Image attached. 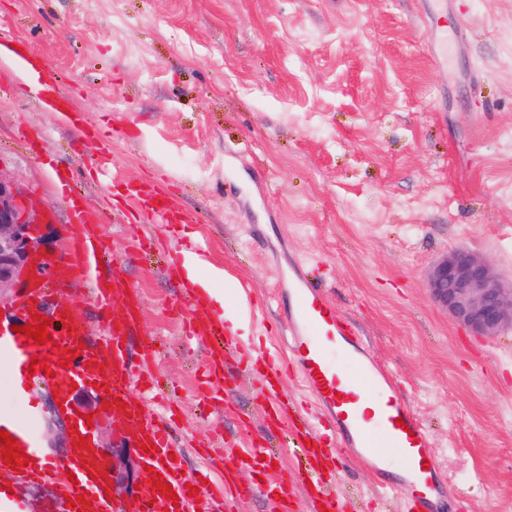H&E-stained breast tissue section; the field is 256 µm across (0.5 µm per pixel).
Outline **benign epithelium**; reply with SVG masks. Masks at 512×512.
Segmentation results:
<instances>
[{"label": "benign epithelium", "mask_w": 512, "mask_h": 512, "mask_svg": "<svg viewBox=\"0 0 512 512\" xmlns=\"http://www.w3.org/2000/svg\"><path fill=\"white\" fill-rule=\"evenodd\" d=\"M43 245L20 189L0 173V301L15 287L21 271L43 257ZM427 285L433 301L473 335L492 338L512 330V283L474 251L460 246L438 258ZM106 452L117 461L113 481L138 480L125 461L124 449L108 447Z\"/></svg>", "instance_id": "obj_1"}]
</instances>
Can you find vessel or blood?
I'll list each match as a JSON object with an SVG mask.
<instances>
[{
  "label": "vessel or blood",
  "instance_id": "vessel-or-blood-1",
  "mask_svg": "<svg viewBox=\"0 0 512 512\" xmlns=\"http://www.w3.org/2000/svg\"><path fill=\"white\" fill-rule=\"evenodd\" d=\"M10 59L21 72L38 75V95L47 111L78 124V114L68 97L43 79L41 65L15 48L10 51ZM135 198L143 204L151 223L173 226L190 221L164 192L142 190ZM70 210L76 234L69 251L48 258L47 272L38 277L36 286L26 289L0 312V358L11 360L16 389L22 394H29L35 385H51L58 398L66 401L73 384L100 383L103 401L110 404L118 419L117 435L141 450L140 460L147 467L142 474L144 483H151L153 474H161L176 498L170 501L160 495L153 500L115 502L108 493L109 480L99 476L106 470L107 461L101 448L93 445L71 446L46 458L39 439V405L34 399L26 415L0 414V430L6 431L33 460L32 465L24 467L22 480L54 484L58 512H223L235 468L247 466L255 474H262L271 467L274 454L269 453L262 438L255 437L246 454L232 456L230 466L222 470L220 483L204 484L199 476L185 473L181 462L184 452L173 437L177 424L174 415H148L132 395L134 389L148 388L156 363L151 339L137 335L139 295L129 292L116 273L102 269L98 253L105 245L92 230L94 216L76 204ZM76 280L90 285L89 301L103 315L91 331L73 323L78 308L66 297L64 287ZM289 287L290 304L283 311L288 348L321 421L316 424L307 418L290 419L288 405L279 391L284 371L257 359L268 413L274 425L289 426L298 439L296 456L301 469L298 480L281 485L258 483L255 491L274 498L278 512H288L303 482L310 486L308 501L313 512H349L336 487L345 449H352L365 466L379 474L387 470L388 453L393 450L407 485L403 512H440L439 502L446 496L448 484L436 451L413 408L400 398L393 378L375 360L366 337L301 268L292 269ZM174 311L183 318L189 336L206 349L199 398L210 404L226 402V350L232 336L224 320L217 318L205 296L193 289L186 290ZM37 314L53 320L49 343H34L21 331ZM133 338L138 339L141 349L136 360L129 357L126 347ZM71 350L76 353L72 359L67 356ZM66 358L71 361L67 367L62 364ZM35 360L46 362L47 371L29 375ZM366 394L376 399L377 406L364 419L359 415V402ZM192 486L198 487V496L189 495ZM71 497L76 500L72 508L67 505Z\"/></svg>",
  "mask_w": 512,
  "mask_h": 512
}]
</instances>
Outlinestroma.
I'll return each instance as SVG.
<instances>
[{
	"instance_id": "1",
	"label": "stroma",
	"mask_w": 512,
	"mask_h": 512,
	"mask_svg": "<svg viewBox=\"0 0 512 512\" xmlns=\"http://www.w3.org/2000/svg\"><path fill=\"white\" fill-rule=\"evenodd\" d=\"M424 0H0V31L59 71L97 139L43 111L0 66V172L43 208L52 253L71 234L55 175L99 213L110 266L134 287L189 442L269 426L257 373L231 400L195 398L202 346L166 314L185 275L149 242L129 189L151 185L208 250L202 278L234 277L251 310L244 343L283 356L281 304L302 267L368 339L437 451L446 512H512V330L483 338L431 300L433 262L464 246L512 279V0H448L439 35ZM359 512H393L401 487L347 457Z\"/></svg>"
}]
</instances>
